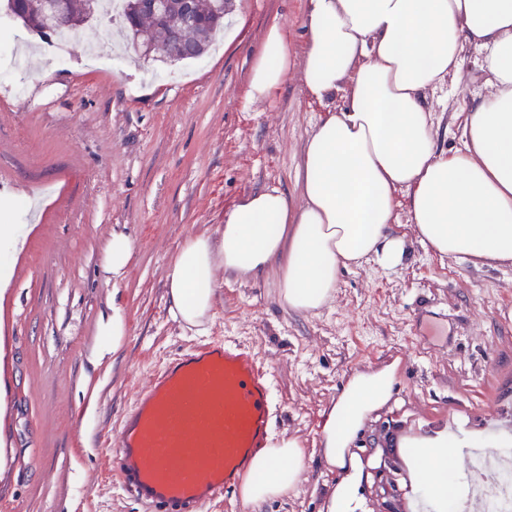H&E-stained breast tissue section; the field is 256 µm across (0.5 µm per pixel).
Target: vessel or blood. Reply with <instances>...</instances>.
I'll return each mask as SVG.
<instances>
[{
	"mask_svg": "<svg viewBox=\"0 0 512 512\" xmlns=\"http://www.w3.org/2000/svg\"><path fill=\"white\" fill-rule=\"evenodd\" d=\"M269 375L251 350L216 339L164 362L115 439L124 492L161 512H201L248 474L269 435Z\"/></svg>",
	"mask_w": 512,
	"mask_h": 512,
	"instance_id": "1",
	"label": "vessel or blood"
}]
</instances>
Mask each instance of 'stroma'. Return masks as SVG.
<instances>
[{
    "label": "stroma",
    "mask_w": 512,
    "mask_h": 512,
    "mask_svg": "<svg viewBox=\"0 0 512 512\" xmlns=\"http://www.w3.org/2000/svg\"><path fill=\"white\" fill-rule=\"evenodd\" d=\"M306 0H232L239 32L196 62H159L128 49L112 66L84 63L83 34L59 66L29 52L32 32L0 45V200L19 240L0 285V512H155L111 478V448L139 384L164 361L212 339L249 347L271 374L270 434L292 435L305 461L288 496L257 512H322L339 478L319 458L322 412L357 371L397 363L388 409L356 439L384 466L360 494L366 512H412L403 436L463 424L512 429V264L440 259L415 238L397 192L392 228L408 257L385 270H344L331 307L296 313L274 273L218 274L204 332L169 314L166 270L193 234L266 186L295 192L302 146L329 106L288 78L264 105L248 101L252 65L272 22L300 48ZM476 52L449 82L440 148L461 140L451 112L480 82ZM134 254L125 275L101 268L112 233ZM125 311L120 350L96 354V326ZM396 487L387 493L386 484Z\"/></svg>",
    "instance_id": "1"
}]
</instances>
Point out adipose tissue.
<instances>
[{
  "mask_svg": "<svg viewBox=\"0 0 512 512\" xmlns=\"http://www.w3.org/2000/svg\"><path fill=\"white\" fill-rule=\"evenodd\" d=\"M305 41L293 53L279 23L267 29L248 99L262 103L296 77L318 101L345 104L307 137L297 197L278 186L241 197L219 236L187 238L166 273L174 321L201 328L217 296L216 272H275L281 302L296 312L330 305L342 269L400 266L406 242L392 235L395 194H409L419 243L440 258L512 264V0H307ZM483 78L460 115L463 147L439 152L432 94L460 75L468 50ZM396 365L354 373L325 411L320 455L341 472L327 512H359L364 464L352 445L393 396ZM416 492L430 512H454L467 451L512 452V431L493 437L440 429L401 442ZM304 472L297 438L254 455L240 486L259 507L296 489Z\"/></svg>",
  "mask_w": 512,
  "mask_h": 512,
  "instance_id": "ef3b65f1",
  "label": "adipose tissue"
}]
</instances>
